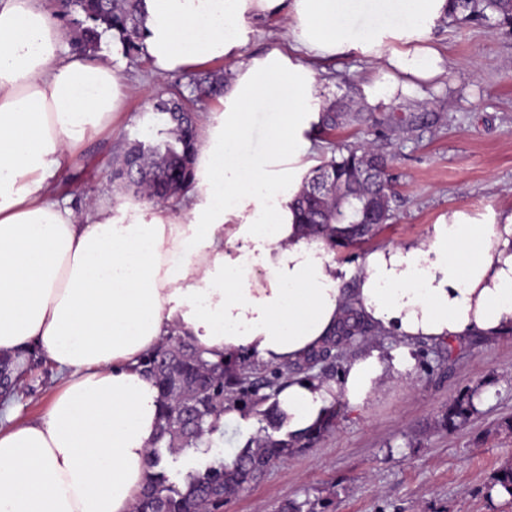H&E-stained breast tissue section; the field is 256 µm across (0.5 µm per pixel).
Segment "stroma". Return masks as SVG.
Wrapping results in <instances>:
<instances>
[{
	"mask_svg": "<svg viewBox=\"0 0 512 512\" xmlns=\"http://www.w3.org/2000/svg\"><path fill=\"white\" fill-rule=\"evenodd\" d=\"M285 17L251 22L241 60L286 43ZM435 43L446 55L443 79L419 84L387 103L371 104L363 83L374 64L349 52L322 62V103L408 117L400 127L347 126L314 131V162L334 146L366 140L391 159L394 217L356 248H337L340 264L358 266L373 248L425 237L441 216L467 212L488 224L512 211V25L497 18L439 27ZM120 75L130 88L112 129L86 142L58 178V195L83 207L105 200L136 210L140 202L118 192L112 169L133 141H151L165 125L155 105L182 92L199 118L215 100L197 96L199 74H229L233 61L159 73L141 53L122 56ZM414 376L399 375L363 413L336 409V421L313 446L277 463L239 490L224 512H280L290 501L305 512H512V498H491L489 487L512 464V338L474 337L462 343H418ZM60 378L50 361L33 367L0 412L18 420L46 410ZM485 397L477 414L447 430L449 404L473 388Z\"/></svg>",
	"mask_w": 512,
	"mask_h": 512,
	"instance_id": "stroma-1",
	"label": "stroma"
}]
</instances>
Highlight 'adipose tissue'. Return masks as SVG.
Listing matches in <instances>:
<instances>
[{"label":"adipose tissue","instance_id":"adipose-tissue-1","mask_svg":"<svg viewBox=\"0 0 512 512\" xmlns=\"http://www.w3.org/2000/svg\"><path fill=\"white\" fill-rule=\"evenodd\" d=\"M391 26L351 32L352 0H142L143 52L157 71L235 60L247 20L288 17L287 48L237 64L199 129L196 184L181 206L132 221L56 198L82 143L125 107L112 60L67 52L43 0H0V352L36 349L62 384L47 412L0 427V512H132L158 430L160 395L138 369L169 335L259 365L302 361L355 306L389 351L365 349L334 379L291 378L288 432L346 405L363 412L415 345L512 333V213L480 224L449 212L422 240L336 260L292 209L317 123L320 59L377 60L364 86L389 101L444 72L431 41L448 0H378ZM270 127L249 148L256 111Z\"/></svg>","mask_w":512,"mask_h":512}]
</instances>
